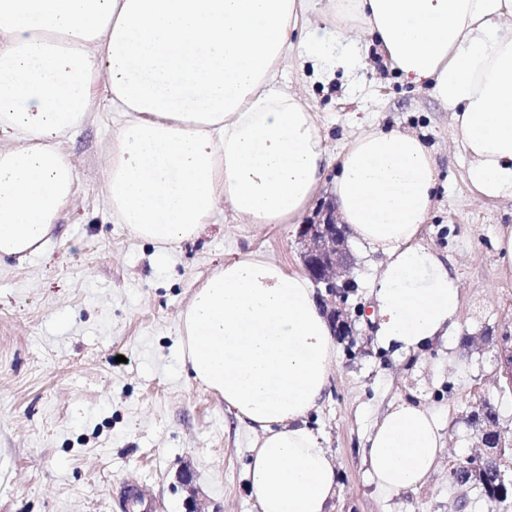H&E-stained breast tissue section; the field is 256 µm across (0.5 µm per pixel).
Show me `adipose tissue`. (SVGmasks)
Instances as JSON below:
<instances>
[{"mask_svg":"<svg viewBox=\"0 0 512 512\" xmlns=\"http://www.w3.org/2000/svg\"><path fill=\"white\" fill-rule=\"evenodd\" d=\"M336 40L362 31L399 73L432 84L468 158L469 185L512 198V0H0V258L38 253L75 189L59 147L106 77L113 111L105 191L113 219L168 246L197 236L218 203L251 224H294L328 165L348 234L384 262L377 333L401 351L447 336L458 275L419 241L437 164L396 129L329 157L317 115L278 84L290 49L319 61L309 16ZM193 380L257 432L247 476L258 512H330L333 458L308 426L335 344L310 280L253 255L225 260L180 314ZM444 448L438 415L400 402L366 436L378 493L422 487Z\"/></svg>","mask_w":512,"mask_h":512,"instance_id":"obj_1","label":"adipose tissue"}]
</instances>
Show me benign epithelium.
I'll return each instance as SVG.
<instances>
[{
	"label": "benign epithelium",
	"mask_w": 512,
	"mask_h": 512,
	"mask_svg": "<svg viewBox=\"0 0 512 512\" xmlns=\"http://www.w3.org/2000/svg\"><path fill=\"white\" fill-rule=\"evenodd\" d=\"M299 234L304 242V268L318 289L317 298L333 335H356L352 319L346 311V303L351 289L353 261L348 246L346 225L340 223L333 203L324 204L306 224L300 225ZM485 447V455L502 460L505 448V435L498 432L496 441L488 443L486 435L480 434ZM181 483L189 490L186 512H207L206 505L197 498L192 486L190 471L180 472Z\"/></svg>",
	"instance_id": "benign-epithelium-1"
}]
</instances>
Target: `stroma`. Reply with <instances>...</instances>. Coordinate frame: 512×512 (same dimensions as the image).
I'll return each mask as SVG.
<instances>
[{"label": "stroma", "mask_w": 512, "mask_h": 512, "mask_svg": "<svg viewBox=\"0 0 512 512\" xmlns=\"http://www.w3.org/2000/svg\"><path fill=\"white\" fill-rule=\"evenodd\" d=\"M360 49L361 65L329 83L292 59L280 80L316 112L329 155L377 126L415 133L433 150L439 196L421 237L459 275L463 304L447 337L417 352L385 345L376 322L357 320V335L336 342L326 395L308 423L336 463L333 512H456L448 466L480 452L473 416L485 398L512 438V390L491 343L512 336V277L501 274L493 247L500 227L512 225V199L471 189L451 114L430 86L402 77L368 41ZM90 97L82 128L60 144L76 185L48 243L0 260V512H185L183 469L208 512H257L246 478L256 435L192 380L179 318L235 254L302 271L299 234L245 223L222 203L179 245L135 238L113 220L104 188L119 122L106 80ZM350 251L357 288L349 307L373 311L382 258L355 244ZM399 401L434 408L446 448L423 487L387 499L368 479L362 446Z\"/></svg>", "instance_id": "1"}]
</instances>
